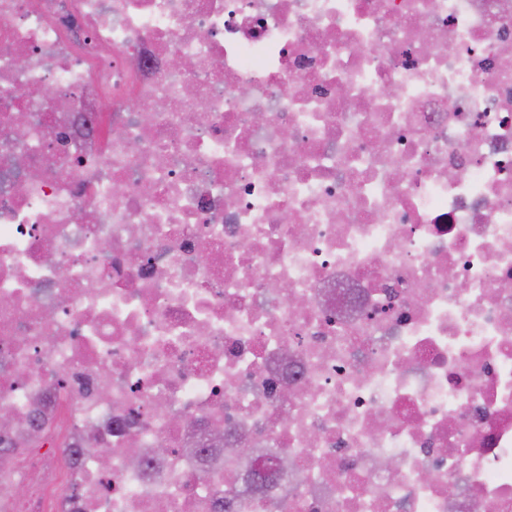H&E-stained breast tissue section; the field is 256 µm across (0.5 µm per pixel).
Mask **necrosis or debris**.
I'll use <instances>...</instances> for the list:
<instances>
[{"mask_svg": "<svg viewBox=\"0 0 512 512\" xmlns=\"http://www.w3.org/2000/svg\"><path fill=\"white\" fill-rule=\"evenodd\" d=\"M508 49L512 0H0V512H512Z\"/></svg>", "mask_w": 512, "mask_h": 512, "instance_id": "1", "label": "necrosis or debris"}]
</instances>
